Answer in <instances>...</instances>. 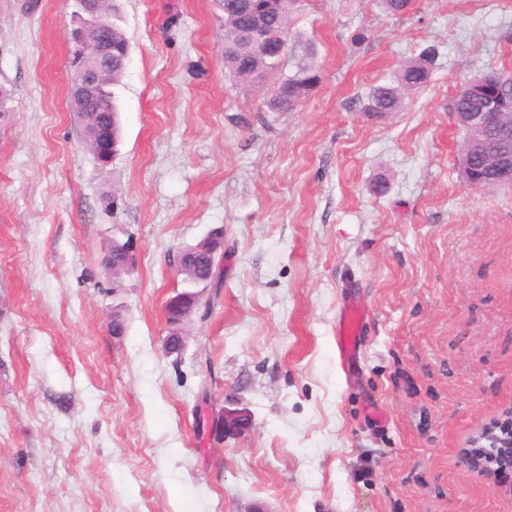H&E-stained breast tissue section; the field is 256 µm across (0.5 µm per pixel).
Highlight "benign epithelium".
Returning a JSON list of instances; mask_svg holds the SVG:
<instances>
[{"label": "benign epithelium", "instance_id": "1", "mask_svg": "<svg viewBox=\"0 0 512 512\" xmlns=\"http://www.w3.org/2000/svg\"><path fill=\"white\" fill-rule=\"evenodd\" d=\"M71 42L75 69L69 88L73 112H112L106 79L112 73V39L106 34L112 18V0H74ZM469 96L482 103L480 112H457L464 132L463 174L472 187L512 185V113L504 111L512 98V83L497 74L475 76L464 84ZM84 141L96 153L112 160L111 127L94 122L84 130ZM197 252L181 249L174 258L178 274L188 271Z\"/></svg>", "mask_w": 512, "mask_h": 512}]
</instances>
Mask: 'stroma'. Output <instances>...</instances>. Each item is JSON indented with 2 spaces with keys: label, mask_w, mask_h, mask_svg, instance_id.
Here are the masks:
<instances>
[{
  "label": "stroma",
  "mask_w": 512,
  "mask_h": 512,
  "mask_svg": "<svg viewBox=\"0 0 512 512\" xmlns=\"http://www.w3.org/2000/svg\"><path fill=\"white\" fill-rule=\"evenodd\" d=\"M114 4L130 59L104 166L68 106L73 0H0V512H512V479L466 457L512 415V186L466 183L449 110L512 76V0H295L286 66L257 83L225 69L215 0ZM430 45L403 110L367 113ZM301 61L319 86L268 111ZM217 230L224 284L170 356L172 257ZM227 407L244 428L200 427ZM363 317L362 309L349 300L343 311L337 342L341 362L349 369L356 366Z\"/></svg>",
  "instance_id": "obj_1"
}]
</instances>
